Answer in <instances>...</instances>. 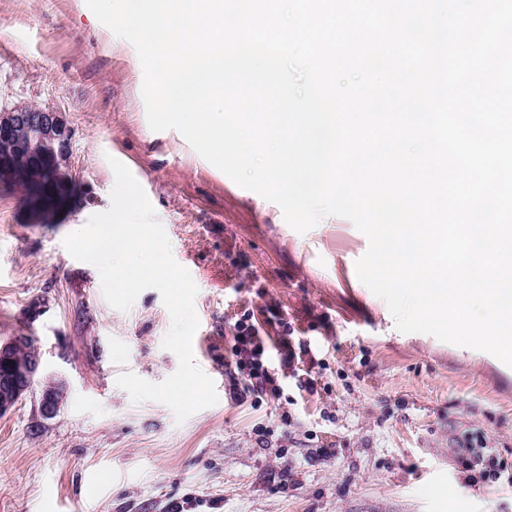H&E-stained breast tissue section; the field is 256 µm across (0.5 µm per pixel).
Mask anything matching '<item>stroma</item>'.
<instances>
[{
	"label": "stroma",
	"instance_id": "1",
	"mask_svg": "<svg viewBox=\"0 0 512 512\" xmlns=\"http://www.w3.org/2000/svg\"><path fill=\"white\" fill-rule=\"evenodd\" d=\"M116 40L86 0H0V108L63 113L77 195L33 224L21 189L0 188V339L35 336L45 380L66 383L55 418L41 415L38 386L0 417V512H512V368L399 331L356 275L368 239L348 219L298 233L179 131H152L138 54L113 52ZM112 157L198 287L195 363L226 382L181 424L116 384L178 367L162 346L171 319L160 293L113 309L97 268L63 244L109 208ZM247 311L268 333L279 388L259 403L234 398L225 366ZM481 437L499 478L474 480L458 451Z\"/></svg>",
	"mask_w": 512,
	"mask_h": 512
}]
</instances>
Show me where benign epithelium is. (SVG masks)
Returning a JSON list of instances; mask_svg holds the SVG:
<instances>
[{
	"instance_id": "obj_1",
	"label": "benign epithelium",
	"mask_w": 512,
	"mask_h": 512,
	"mask_svg": "<svg viewBox=\"0 0 512 512\" xmlns=\"http://www.w3.org/2000/svg\"><path fill=\"white\" fill-rule=\"evenodd\" d=\"M71 145V129L61 112L18 104L0 113V173L11 174L24 190L34 224L42 223L50 213L65 210L73 201L70 177L64 170ZM32 170L43 172L45 178L37 184L31 182ZM28 341L25 333L0 340V361L10 364L9 371L0 377V416L9 413L43 377L39 349H33L25 360L15 361V351ZM64 388L65 382L58 379L52 390L42 391L43 417L58 415Z\"/></svg>"
}]
</instances>
